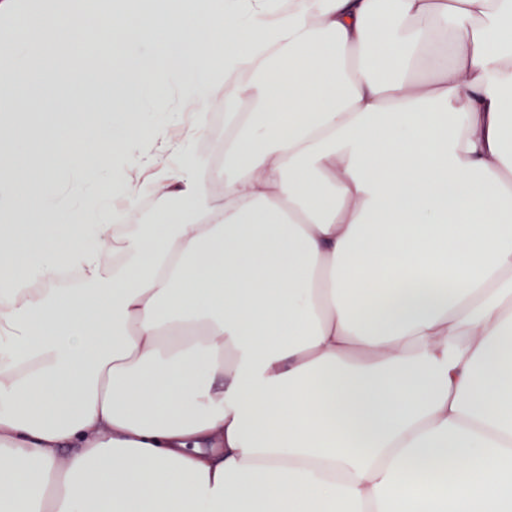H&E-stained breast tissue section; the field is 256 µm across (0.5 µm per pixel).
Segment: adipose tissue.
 <instances>
[{
  "label": "adipose tissue",
  "mask_w": 512,
  "mask_h": 512,
  "mask_svg": "<svg viewBox=\"0 0 512 512\" xmlns=\"http://www.w3.org/2000/svg\"><path fill=\"white\" fill-rule=\"evenodd\" d=\"M28 12L0 112L104 55L122 110L0 126L45 147L0 179V512H512V0ZM174 90L162 167L141 99ZM107 151L175 208L63 204ZM143 107L146 110L153 111L146 113H151L174 137L179 136L181 131L192 123L196 113L194 111L196 109L188 110L185 100H180L176 96H163L147 100L143 103Z\"/></svg>",
  "instance_id": "adipose-tissue-1"
}]
</instances>
